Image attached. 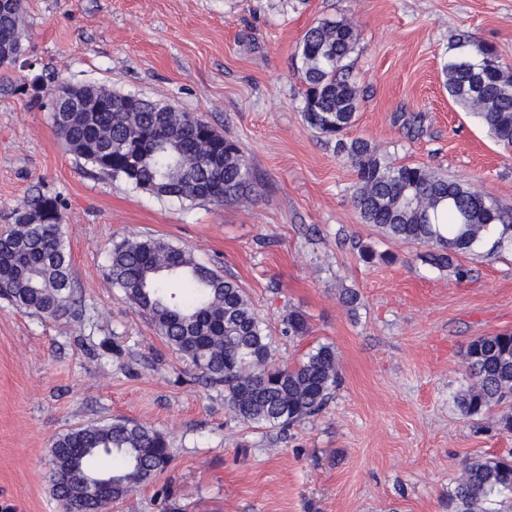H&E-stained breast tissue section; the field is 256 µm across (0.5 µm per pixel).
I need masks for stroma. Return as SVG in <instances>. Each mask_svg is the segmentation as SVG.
<instances>
[{
    "label": "stroma",
    "instance_id": "stroma-1",
    "mask_svg": "<svg viewBox=\"0 0 512 512\" xmlns=\"http://www.w3.org/2000/svg\"><path fill=\"white\" fill-rule=\"evenodd\" d=\"M323 18L357 34L349 136L512 208V151L450 99L441 71L462 34L512 69V0H24L26 51L0 67V226L34 193L62 201L79 310L48 319L0 298V512H64L52 440L117 419L163 433L172 459L111 512H448L467 459L512 454L502 408L468 420L454 403L466 345L512 332V248L463 254L460 280L362 223L354 170L302 114L298 46ZM36 76L194 114L245 153L246 194L181 202L99 173L55 134L49 98L24 90ZM136 236L233 276L281 362L333 345L342 384L325 409L285 430L236 419L223 387L109 278L113 243ZM367 245L392 262H363ZM293 309L305 337L280 333Z\"/></svg>",
    "mask_w": 512,
    "mask_h": 512
}]
</instances>
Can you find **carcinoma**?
<instances>
[{
    "label": "carcinoma",
    "mask_w": 512,
    "mask_h": 512,
    "mask_svg": "<svg viewBox=\"0 0 512 512\" xmlns=\"http://www.w3.org/2000/svg\"><path fill=\"white\" fill-rule=\"evenodd\" d=\"M24 0L0 3V67L23 52ZM357 34L345 20L320 19L298 47L306 87L304 120L335 140L336 155L352 165V203L365 224L390 240L428 248L426 261L468 271L458 257L487 236L512 247V210L466 180H450L425 165H397L361 137L345 131L357 120L361 96L345 60ZM442 74L448 95L512 147V70L496 51L471 37L458 40ZM89 102L110 103L101 112L52 116L57 136L99 172L121 178L159 198L222 203L249 186L241 148L188 112L100 86ZM62 202L42 193L14 214L0 237V297L45 318L75 313L71 258L61 234ZM109 275L124 299L147 315L156 331L210 384L224 387V402L240 421L289 427L318 414L341 381L336 349L320 344L299 362L281 364L274 338L237 281L193 254L154 237L113 245ZM300 310L282 320L281 335H307ZM470 383L454 397L460 414L480 417L512 398V333L478 336L464 353ZM49 482L66 512H104L165 469L169 444L159 431L130 420L88 425L52 443ZM503 498L512 507V461L467 460L448 491L450 512H493Z\"/></svg>",
    "instance_id": "cac0c4a2"
}]
</instances>
